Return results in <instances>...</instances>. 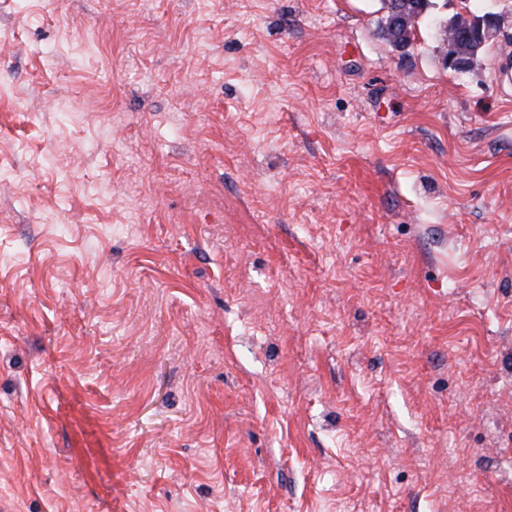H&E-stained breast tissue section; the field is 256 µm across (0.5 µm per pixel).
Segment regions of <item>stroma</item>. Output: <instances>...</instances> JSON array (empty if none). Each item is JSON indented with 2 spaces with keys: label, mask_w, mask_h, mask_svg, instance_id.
<instances>
[{
  "label": "stroma",
  "mask_w": 512,
  "mask_h": 512,
  "mask_svg": "<svg viewBox=\"0 0 512 512\" xmlns=\"http://www.w3.org/2000/svg\"><path fill=\"white\" fill-rule=\"evenodd\" d=\"M0 0V512H512V0ZM385 1H392V4H394L396 7L401 5V7L406 10L409 16H413L412 21L406 28L402 29L398 26L395 30H390L387 35H383L385 39L394 47L398 42L403 43L399 44L396 48L398 50H405L411 44L406 46L404 42L413 40L414 32L419 23V20L424 19V17L427 15V12L422 15V11L419 10L420 5H427V2L432 0H384V2ZM455 22L459 23V30L463 32L465 38L470 41L483 42L495 37L501 31L505 24V18L491 12L477 16L471 10L464 9L459 12L451 24ZM442 43L445 47L443 59L447 68L457 73L465 72L470 68L469 57L463 50L457 47L449 31L448 35L444 37V42L442 38Z\"/></svg>",
  "instance_id": "35a3bbf8"
}]
</instances>
